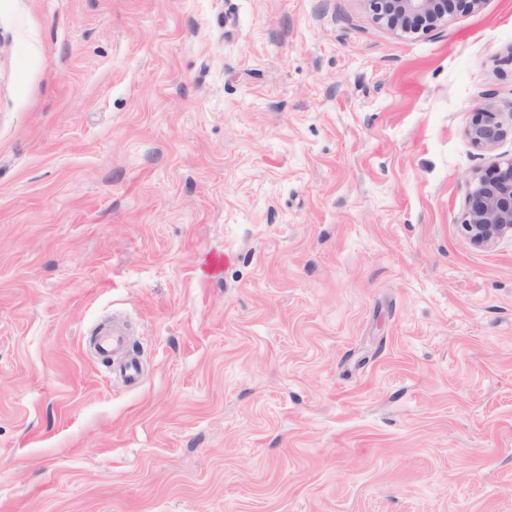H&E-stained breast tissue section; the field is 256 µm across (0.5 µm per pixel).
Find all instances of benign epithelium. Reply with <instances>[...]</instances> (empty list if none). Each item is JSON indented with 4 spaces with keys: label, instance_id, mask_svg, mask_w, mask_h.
I'll use <instances>...</instances> for the list:
<instances>
[{
    "label": "benign epithelium",
    "instance_id": "7a95c632",
    "mask_svg": "<svg viewBox=\"0 0 512 512\" xmlns=\"http://www.w3.org/2000/svg\"><path fill=\"white\" fill-rule=\"evenodd\" d=\"M375 19L387 27L408 33L405 26L422 23V32L437 30L457 7H478L482 0H368ZM504 134L497 114L474 112L467 135L477 146L493 148ZM472 244L490 248L507 233H512V158L497 164L492 171L476 177L468 197L464 221Z\"/></svg>",
    "mask_w": 512,
    "mask_h": 512
}]
</instances>
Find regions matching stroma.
Returning a JSON list of instances; mask_svg holds the SVG:
<instances>
[{"mask_svg": "<svg viewBox=\"0 0 512 512\" xmlns=\"http://www.w3.org/2000/svg\"><path fill=\"white\" fill-rule=\"evenodd\" d=\"M510 158L512 0H0V512H512ZM375 19L387 27L409 34L404 26L414 21L422 23L424 29L417 33L437 30L447 22L448 15L456 12L457 6L471 9L478 7L482 0H368ZM504 134L502 123L495 112L478 110L467 129V135L477 146L493 148ZM491 170L474 179L464 221L472 244L485 249L512 233V158ZM98 348L104 357H115L123 348L126 333L119 326H107L98 332Z\"/></svg>", "mask_w": 512, "mask_h": 512, "instance_id": "stroma-1", "label": "stroma"}]
</instances>
